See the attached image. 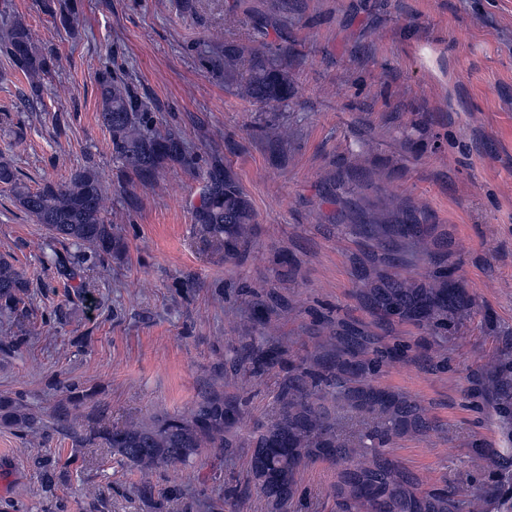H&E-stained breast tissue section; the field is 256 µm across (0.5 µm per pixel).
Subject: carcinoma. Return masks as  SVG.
I'll use <instances>...</instances> for the list:
<instances>
[{
  "label": "carcinoma",
  "mask_w": 512,
  "mask_h": 512,
  "mask_svg": "<svg viewBox=\"0 0 512 512\" xmlns=\"http://www.w3.org/2000/svg\"><path fill=\"white\" fill-rule=\"evenodd\" d=\"M42 8L73 30L75 3L41 0ZM0 52L31 80L27 101L41 97L40 79L59 67V59L42 50L34 32L3 14ZM99 121L109 132L112 156L142 184L151 183L165 162L193 164L180 135L170 130L149 132V113L127 82L106 70L100 74ZM238 93L272 111L288 107L296 90L281 66L265 52L250 54L239 72ZM210 184L195 221L212 237L224 242V255L233 256L245 245L246 225L252 221L239 187L225 175L209 176ZM0 185L6 188L37 224L53 235L73 240L94 257L109 259L123 247L121 228L104 219L108 186L95 164L89 162L63 182H47L32 189L12 169L0 164ZM26 272L0 258V310L15 313L28 296ZM378 308L388 314L437 324L465 304L463 289L432 284L413 288L405 281L389 282L370 292ZM336 362L314 371L289 366L280 385L274 419L254 435L249 469L262 493L278 508L297 493L295 474L306 465L325 461L336 466L333 497L336 512H462L454 488L423 487L387 450L409 433L432 429L425 407L407 396L373 385L369 375L382 358L373 336H338ZM336 404V415L326 403ZM240 402L219 393L203 397L188 415L163 414L148 422L132 421L122 427L75 434L76 441H102L131 467L148 472L185 467L207 450L231 456L242 447L237 427ZM360 428L349 427L353 416ZM0 423L35 433L38 418L11 399H0ZM70 459L60 464L48 456L37 459L39 478L46 488L69 475Z\"/></svg>",
  "instance_id": "cac0c4a2"
}]
</instances>
